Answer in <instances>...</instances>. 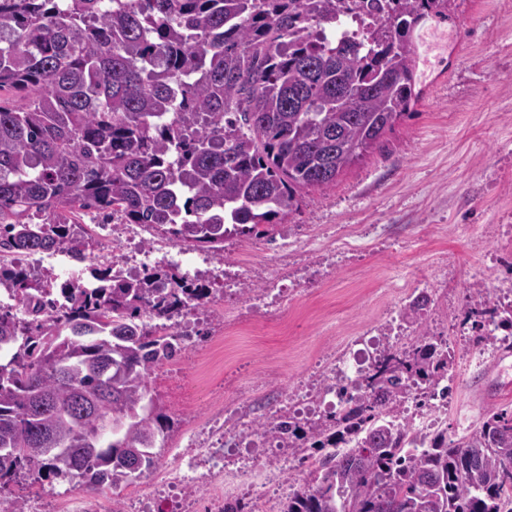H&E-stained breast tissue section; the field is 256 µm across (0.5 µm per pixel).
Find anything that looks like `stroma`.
<instances>
[{
  "mask_svg": "<svg viewBox=\"0 0 512 512\" xmlns=\"http://www.w3.org/2000/svg\"><path fill=\"white\" fill-rule=\"evenodd\" d=\"M413 42L420 95L382 148L303 194L268 234L225 241V258L248 265L254 291L213 296L180 320L186 349L150 377L170 421L159 462L100 491L104 512H125L194 429L219 417L243 432L269 419L304 395L327 359L383 341L380 324L419 296L426 331L455 346L439 420L449 439L489 411H512V352L489 348L476 363V344L457 336L469 297L512 274L502 261L512 254V0H450L446 15L420 20ZM273 278L286 289L266 307L259 293Z\"/></svg>",
  "mask_w": 512,
  "mask_h": 512,
  "instance_id": "1",
  "label": "stroma"
}]
</instances>
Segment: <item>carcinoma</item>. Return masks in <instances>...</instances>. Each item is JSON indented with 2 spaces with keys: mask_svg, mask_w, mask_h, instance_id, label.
Here are the masks:
<instances>
[{
  "mask_svg": "<svg viewBox=\"0 0 512 512\" xmlns=\"http://www.w3.org/2000/svg\"><path fill=\"white\" fill-rule=\"evenodd\" d=\"M0 0V252L87 258L77 215L141 224L224 259V240L281 224L380 149L411 110L414 25L448 0ZM64 304L0 260V490L72 471L116 489L156 465L169 424L149 387L185 350L184 311L210 289L152 268L96 269ZM427 300L404 308L420 326ZM454 352L421 332L380 349L343 414L262 425L288 448L329 452L282 512H512V412L456 441L411 447L412 386Z\"/></svg>",
  "mask_w": 512,
  "mask_h": 512,
  "instance_id": "1",
  "label": "carcinoma"
}]
</instances>
